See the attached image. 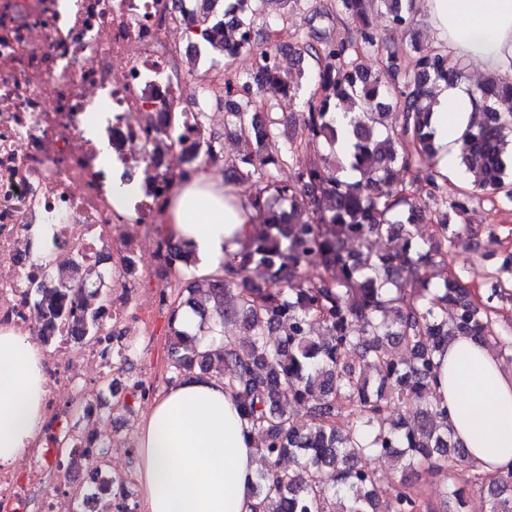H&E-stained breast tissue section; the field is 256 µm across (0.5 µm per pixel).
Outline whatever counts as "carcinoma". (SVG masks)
I'll list each match as a JSON object with an SVG mask.
<instances>
[{"label":"carcinoma","mask_w":512,"mask_h":512,"mask_svg":"<svg viewBox=\"0 0 512 512\" xmlns=\"http://www.w3.org/2000/svg\"><path fill=\"white\" fill-rule=\"evenodd\" d=\"M374 1L387 25L410 23L414 0H328L294 32L298 60L312 63L295 73L280 66L274 49L280 22L266 12L271 0H202L189 12L195 48L211 66L238 51L258 59L251 72L224 80L222 94L204 89L190 142L199 171L216 149L205 132L208 110L224 103V126L249 146L224 163L247 186L255 232L201 281L187 278L197 259L162 238L174 273L166 381L214 372L239 399L263 439L252 512H446L450 502L453 512H466L475 492L486 512H512V468L482 471L432 396L436 357L453 336H473L512 363V329L498 330L494 320L497 303L512 299V253L482 254L494 260L484 296L452 268L458 219L472 198L512 202V76L477 86L483 112L459 147L474 179L468 190L448 191L431 108L461 69L440 48L401 73L399 51L370 21ZM325 20L355 28L331 39ZM372 51L381 62L374 73L363 61ZM296 106L304 139L280 155L262 153ZM339 108L345 130L334 119ZM430 214L433 237L420 241L417 227ZM40 292L47 324L73 311L62 289ZM183 308L198 319L197 333L178 323ZM80 313L77 335L91 340L106 330L102 307ZM232 326L243 329L242 340L232 338ZM405 405L415 408L410 423L402 419ZM375 457L401 463V478L383 481L370 466ZM420 468L438 479L439 498L422 490ZM463 470L469 478L461 484Z\"/></svg>","instance_id":"obj_1"}]
</instances>
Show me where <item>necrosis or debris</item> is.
<instances>
[{"label": "necrosis or debris", "instance_id": "1", "mask_svg": "<svg viewBox=\"0 0 512 512\" xmlns=\"http://www.w3.org/2000/svg\"><path fill=\"white\" fill-rule=\"evenodd\" d=\"M172 0H0V329L28 336L41 355L44 418L70 412L82 456L67 463L69 490L46 488L40 444L22 465L0 468V512H24L19 501L39 497L40 512H129L136 478L89 460L125 443L128 417L109 434L99 421L125 374L113 356L128 338L155 333L161 293L173 282L153 227L170 197L162 174H179L185 145L172 142L168 112L193 125V110H175L197 91L174 72L182 53ZM106 140L115 166L142 186L123 208L112 203L99 162ZM53 227L45 249L33 228ZM51 251L54 278L74 261L118 272L106 290L111 337L88 341L64 320L44 341L46 321L36 288L39 262Z\"/></svg>", "mask_w": 512, "mask_h": 512}]
</instances>
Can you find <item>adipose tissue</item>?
<instances>
[{"instance_id":"adipose-tissue-1","label":"adipose tissue","mask_w":512,"mask_h":512,"mask_svg":"<svg viewBox=\"0 0 512 512\" xmlns=\"http://www.w3.org/2000/svg\"><path fill=\"white\" fill-rule=\"evenodd\" d=\"M423 5L449 59L474 58L488 73H512V0ZM481 107L471 85L454 83L439 93L433 112L444 173H461L458 140ZM250 222L236 188L199 171L179 179L162 231L187 243L211 271L225 250L246 241ZM438 360L435 396L456 438L485 470L512 467V372L470 337L451 339ZM44 395L38 350L27 337L0 331V467H13L39 433ZM256 443L223 379L207 375L169 386L139 425L138 483L146 512H250Z\"/></svg>"}]
</instances>
